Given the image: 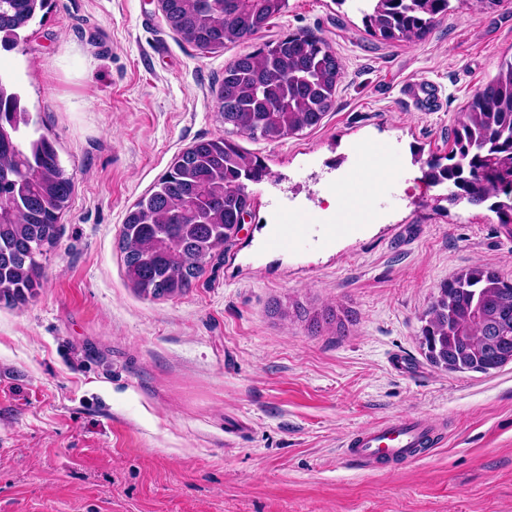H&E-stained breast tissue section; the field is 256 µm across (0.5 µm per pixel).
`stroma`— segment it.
Returning <instances> with one entry per match:
<instances>
[{
	"mask_svg": "<svg viewBox=\"0 0 512 512\" xmlns=\"http://www.w3.org/2000/svg\"><path fill=\"white\" fill-rule=\"evenodd\" d=\"M451 4L422 40L389 44L351 0H288L257 38L204 54L157 0H53L0 49L74 181L41 287L0 302V512H512V364L449 372L418 341L448 278L484 263L512 279L496 214L423 178L512 55V0ZM296 30L343 65L333 108L277 142L237 137L269 171L241 232L188 292L144 298L120 248L127 211L182 149L223 134L225 66ZM416 83L434 104L408 97ZM383 157L364 202L357 174ZM296 303L341 306L347 332L277 314ZM412 416L442 427L415 462L341 459L357 428Z\"/></svg>",
	"mask_w": 512,
	"mask_h": 512,
	"instance_id": "stroma-1",
	"label": "stroma"
}]
</instances>
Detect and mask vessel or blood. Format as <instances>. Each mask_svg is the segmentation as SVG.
<instances>
[{
  "mask_svg": "<svg viewBox=\"0 0 512 512\" xmlns=\"http://www.w3.org/2000/svg\"><path fill=\"white\" fill-rule=\"evenodd\" d=\"M436 437V426L422 417L388 419L354 431L341 446V455L362 468L407 464Z\"/></svg>",
  "mask_w": 512,
  "mask_h": 512,
  "instance_id": "b4317fda",
  "label": "vessel or blood"
}]
</instances>
